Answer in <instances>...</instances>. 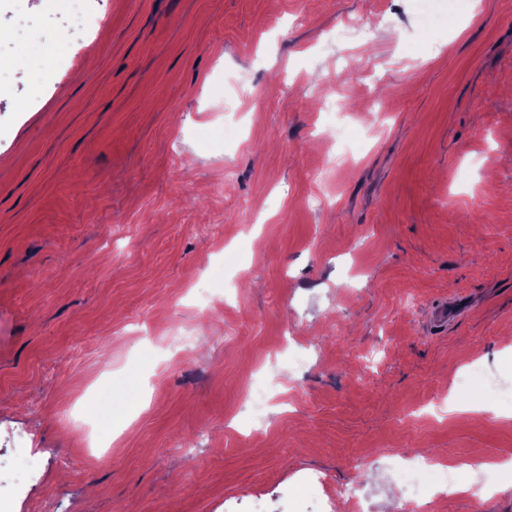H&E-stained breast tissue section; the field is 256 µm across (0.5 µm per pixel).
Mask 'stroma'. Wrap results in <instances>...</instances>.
<instances>
[{
	"instance_id": "obj_1",
	"label": "stroma",
	"mask_w": 512,
	"mask_h": 512,
	"mask_svg": "<svg viewBox=\"0 0 512 512\" xmlns=\"http://www.w3.org/2000/svg\"><path fill=\"white\" fill-rule=\"evenodd\" d=\"M0 21V461L40 460L12 512H407L411 481L512 512V0ZM484 462L496 490L442 491ZM467 311L468 307L462 304L461 298L448 301V298L446 297L434 306L432 322L439 328L447 327L448 322L457 319Z\"/></svg>"
}]
</instances>
